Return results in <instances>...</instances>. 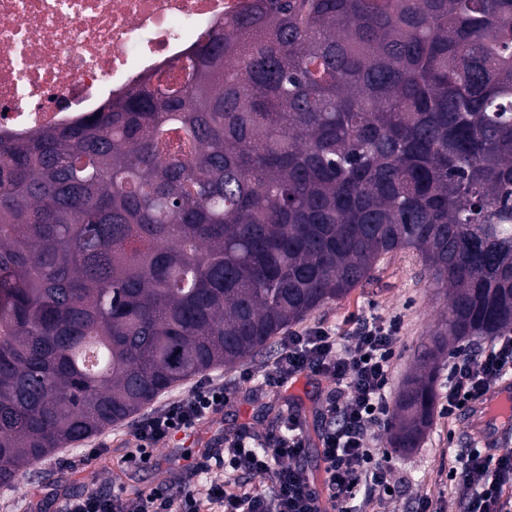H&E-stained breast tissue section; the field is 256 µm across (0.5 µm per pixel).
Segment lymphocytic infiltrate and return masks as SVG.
I'll use <instances>...</instances> for the list:
<instances>
[{
  "label": "lymphocytic infiltrate",
  "instance_id": "1",
  "mask_svg": "<svg viewBox=\"0 0 512 512\" xmlns=\"http://www.w3.org/2000/svg\"><path fill=\"white\" fill-rule=\"evenodd\" d=\"M399 332L398 320L365 317L342 344L335 330L312 326L285 336L272 366L243 372V381L269 386L302 374L328 382L321 478L297 463L307 436L291 412L278 432L262 436L245 428L225 440L223 452L205 454L185 469L179 494L96 489L64 497L59 512H366L387 500L394 486L389 462L371 446V429L388 419L385 388ZM511 374L512 333L477 353L459 355L449 374L444 414L456 418L463 401L480 399ZM230 396L223 379L206 378L186 398L156 407L135 427L128 466L146 463L154 448L177 434L195 433L223 412ZM257 475L269 476V483L254 485ZM451 477L462 512H512V448L457 449Z\"/></svg>",
  "mask_w": 512,
  "mask_h": 512
}]
</instances>
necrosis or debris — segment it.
Segmentation results:
<instances>
[{
  "label": "necrosis or debris",
  "instance_id": "4bbe7bcc",
  "mask_svg": "<svg viewBox=\"0 0 512 512\" xmlns=\"http://www.w3.org/2000/svg\"><path fill=\"white\" fill-rule=\"evenodd\" d=\"M252 0H0V134L64 125L147 81H183L206 34Z\"/></svg>",
  "mask_w": 512,
  "mask_h": 512
}]
</instances>
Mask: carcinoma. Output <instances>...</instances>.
<instances>
[{
	"instance_id": "1",
	"label": "carcinoma",
	"mask_w": 512,
	"mask_h": 512,
	"mask_svg": "<svg viewBox=\"0 0 512 512\" xmlns=\"http://www.w3.org/2000/svg\"><path fill=\"white\" fill-rule=\"evenodd\" d=\"M408 247L445 309L397 448L449 340L512 333V0H255L180 86L0 135V485Z\"/></svg>"
}]
</instances>
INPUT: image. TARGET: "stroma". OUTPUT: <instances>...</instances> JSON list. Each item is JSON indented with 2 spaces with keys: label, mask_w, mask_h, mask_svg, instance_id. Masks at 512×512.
<instances>
[{
  "label": "stroma",
  "mask_w": 512,
  "mask_h": 512,
  "mask_svg": "<svg viewBox=\"0 0 512 512\" xmlns=\"http://www.w3.org/2000/svg\"><path fill=\"white\" fill-rule=\"evenodd\" d=\"M445 302L424 271L419 253L407 248L386 257L370 278L344 299L328 304L309 315L306 325L322 324L335 329L337 336L348 338L361 314L384 319H398L400 340L395 348L391 378L387 388L389 404H396L406 378L419 359L432 332L436 329ZM328 384L318 377H300L281 387L263 386L253 382L239 387L208 426L192 437L177 435L155 448L149 462L137 468H124L122 459L133 446L132 432L139 421H127L100 432V439L110 441L112 453L103 460L88 464L80 458L93 444L85 439L48 455L30 472H19L8 493L7 504L21 507L31 500L40 501L42 512H57L58 499L64 495L81 494L101 488L104 470H111L127 491L148 490L163 484L171 492L181 489V476L187 465L197 461L206 449L223 448L225 435L242 426L265 434L274 431L288 408L299 410L309 437L301 459L309 470H318L321 461L319 436L323 422L320 410ZM374 443L387 453L399 485L398 494L380 505L379 512H415L419 498L431 497L438 512H459V505L448 481V459L454 449L483 447L512 448V424L496 436L478 441L470 431L466 415L449 420L434 415L431 425L414 448H397L392 444L391 426L383 424L373 430ZM66 459L79 461L78 470L63 468Z\"/></svg>",
  "instance_id": "obj_1"
}]
</instances>
